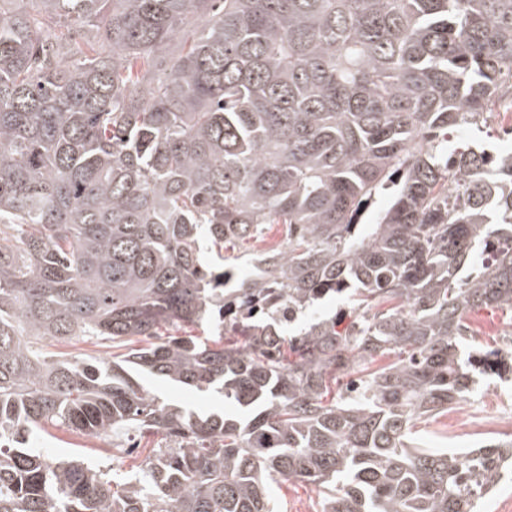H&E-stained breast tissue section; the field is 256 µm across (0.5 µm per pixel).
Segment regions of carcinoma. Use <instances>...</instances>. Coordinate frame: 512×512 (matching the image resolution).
<instances>
[{
    "instance_id": "carcinoma-1",
    "label": "carcinoma",
    "mask_w": 512,
    "mask_h": 512,
    "mask_svg": "<svg viewBox=\"0 0 512 512\" xmlns=\"http://www.w3.org/2000/svg\"><path fill=\"white\" fill-rule=\"evenodd\" d=\"M508 93L512 0H0V512H278L290 481L319 512H478L512 440H412L512 375L461 352L512 309V155L448 147ZM269 224L225 287L201 238L225 261ZM80 337L128 352H44ZM52 430L166 444L117 482ZM146 388L165 403L176 405L198 415L224 410V401L214 399L210 394L170 385L160 378L144 381ZM57 438H44L37 442V446L40 448H44V451L46 454H48L50 457L54 456H64L66 454H71V451L73 450L74 446L68 444V443H78L77 437L74 434H71L69 432L65 431H57L55 432ZM270 497L286 512H317L320 508V496L317 488L311 484L296 482L280 485L271 483Z\"/></svg>"
}]
</instances>
